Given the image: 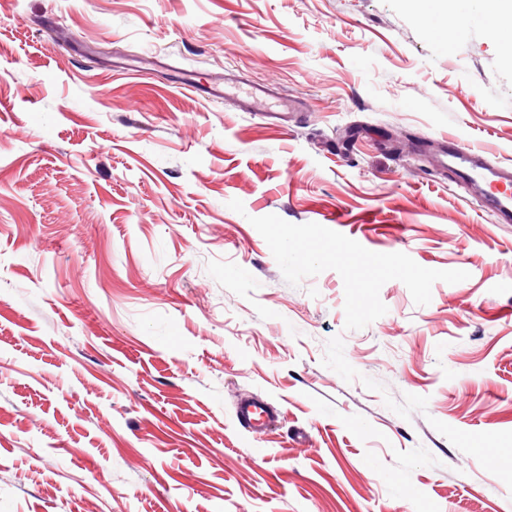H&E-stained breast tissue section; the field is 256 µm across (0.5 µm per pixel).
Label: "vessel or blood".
<instances>
[{
    "instance_id": "obj_1",
    "label": "vessel or blood",
    "mask_w": 512,
    "mask_h": 512,
    "mask_svg": "<svg viewBox=\"0 0 512 512\" xmlns=\"http://www.w3.org/2000/svg\"><path fill=\"white\" fill-rule=\"evenodd\" d=\"M206 91L217 98L238 95L245 112L266 111L272 97L271 89L263 84L238 90L235 80L228 74L211 78ZM431 150L438 166L471 188L489 212L512 222V166L495 162L485 152L449 138L433 142ZM236 418L243 428L258 432L271 430L277 422V415L269 406L252 400L238 404Z\"/></svg>"
}]
</instances>
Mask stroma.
Masks as SVG:
<instances>
[{
	"mask_svg": "<svg viewBox=\"0 0 512 512\" xmlns=\"http://www.w3.org/2000/svg\"><path fill=\"white\" fill-rule=\"evenodd\" d=\"M467 8L0 0V512H512V223L417 150L512 165ZM206 93L216 98H222L229 93L237 94L243 112H299L297 104L288 99H280L277 111H268V101L273 98L271 89L263 84H253L245 90L236 86V81L230 74L211 78ZM238 423L245 429L252 431H270L277 422V414L262 403L244 400L236 409Z\"/></svg>",
	"mask_w": 512,
	"mask_h": 512,
	"instance_id": "35a3bbf8",
	"label": "stroma"
}]
</instances>
